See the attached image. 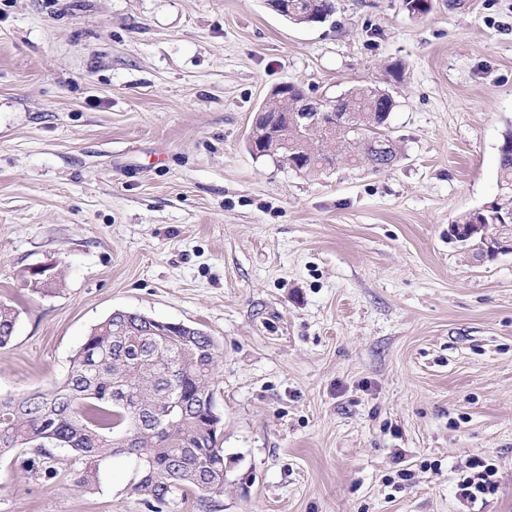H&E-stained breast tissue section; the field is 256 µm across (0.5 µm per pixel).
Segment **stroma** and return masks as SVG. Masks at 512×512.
<instances>
[{"label":"stroma","instance_id":"35a3bbf8","mask_svg":"<svg viewBox=\"0 0 512 512\" xmlns=\"http://www.w3.org/2000/svg\"><path fill=\"white\" fill-rule=\"evenodd\" d=\"M391 90L388 171L296 172L247 136L270 90ZM512 125V0H0V395L62 382L117 310L205 330L224 493L176 512H512V251L452 221L497 193ZM64 270L57 290L32 267ZM0 461V512H147L54 449ZM498 490L469 503L470 458ZM289 1H297L299 5L297 6V19L295 20L298 23L309 22L308 12H312V16L310 17L311 22L319 21L317 23H325L334 15L335 13V3L334 0H289ZM321 20V21H320ZM53 268V264H44L36 267L32 273L34 276H45L49 278L52 273L51 269ZM62 280V271L57 269V267L54 266L53 268V276L50 280L47 281H39L36 279L30 280V286L32 287V290H35L36 292L44 291L49 292L51 290H55L56 287L61 283ZM19 315L20 312L14 306L0 303V347L11 341Z\"/></svg>","mask_w":512,"mask_h":512}]
</instances>
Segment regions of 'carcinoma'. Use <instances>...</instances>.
<instances>
[{
  "instance_id": "obj_1",
  "label": "carcinoma",
  "mask_w": 512,
  "mask_h": 512,
  "mask_svg": "<svg viewBox=\"0 0 512 512\" xmlns=\"http://www.w3.org/2000/svg\"><path fill=\"white\" fill-rule=\"evenodd\" d=\"M298 23L330 20L334 0H297ZM288 112L309 104L307 93L288 89ZM395 107L382 89L355 87L334 99L320 100L323 131L307 134L280 118L277 134L288 148V167L322 172L339 160L348 165L387 171L398 147L379 162L373 139L383 136ZM512 242V129L503 136L498 157V190L489 207L458 216L452 233ZM53 269L47 281L30 280L33 290L49 292L61 283ZM20 312L0 303V347L15 332ZM161 326L136 313L118 311L96 325L72 357L66 378L48 392L0 396V459L22 448H35L32 468L53 479L58 474L49 448H67L82 463L76 486L95 489L106 463L128 459L136 478L126 485L148 512H173L189 493L201 501L224 494V449L217 430L214 374L218 349L203 329L186 324L163 335Z\"/></svg>"
}]
</instances>
